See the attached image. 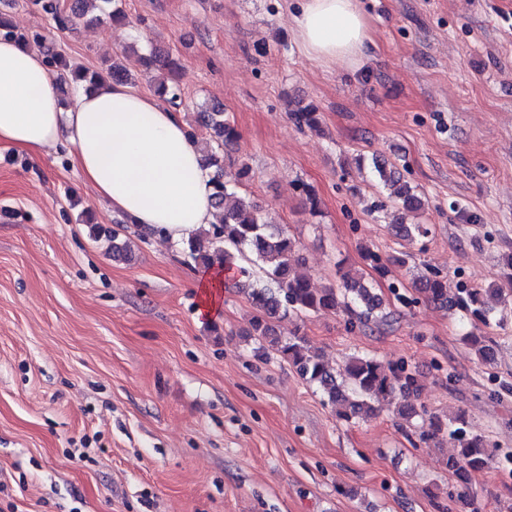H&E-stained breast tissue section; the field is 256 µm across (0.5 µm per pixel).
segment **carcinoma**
Instances as JSON below:
<instances>
[{
  "label": "carcinoma",
  "instance_id": "cac0c4a2",
  "mask_svg": "<svg viewBox=\"0 0 512 512\" xmlns=\"http://www.w3.org/2000/svg\"><path fill=\"white\" fill-rule=\"evenodd\" d=\"M51 15L62 29H76L80 24L100 23L109 20L115 24L126 23L125 12L115 0H78L69 10L60 8V0H31ZM58 72L60 84L73 88L86 87L110 78L115 82L128 81L124 61L128 50L123 48L104 62L99 70L80 64H69L61 56L50 53ZM150 74L157 93L167 97L174 108L182 105V94L174 82L179 68L178 59L168 53L153 49L150 54L138 55ZM295 122L310 130L320 126V113L312 104L292 111ZM195 123L204 131L199 139L205 154V163L212 170V205L217 211L212 229L199 231L191 236L184 247L185 256L203 268L220 261L231 267L237 257L248 253L261 265L268 283L261 285L250 280L249 271L241 270L242 278L233 287L248 295L256 314L250 321L249 336L258 342L257 355L264 357L268 351L278 353L307 383L317 386L327 402L336 407L339 419L350 422L377 415L379 405L393 406L394 417L410 423L420 421L419 438L429 446L438 445L440 437L447 435L454 440L456 454L450 456L445 467L462 485L457 498L469 495L471 473L499 466L502 460L512 461V451L491 447L486 436L459 413L444 421L429 413L426 406L417 403L420 384L419 374L411 364L402 361L386 364L367 355H353L346 359L341 370L331 367L323 356L312 350L304 337L293 332L285 339L272 325V320L291 315L331 312L346 317V324L353 327L373 322L390 323V314L383 312V300L359 273L351 268H339L338 283L315 288L311 278L298 267V245L284 228L267 221L260 205L224 183V151L222 147L238 139V132L228 114L216 107L206 106L196 113ZM378 183L391 190V197L402 213H417L424 208V201L414 187L403 179L400 172L373 161ZM390 229L397 235L426 237L430 228L425 224H406L396 220ZM362 258L381 278L391 275L392 267L407 265L405 257L383 258L378 252L366 248ZM500 281L485 288L456 289L448 296V281L437 272L413 276V284L424 298L434 304L450 306L463 314L474 317L487 326H503L512 317V254L502 256ZM477 358L488 363L494 356L493 339L468 336Z\"/></svg>",
  "mask_w": 512,
  "mask_h": 512
}]
</instances>
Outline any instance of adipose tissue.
Here are the masks:
<instances>
[{"label": "adipose tissue", "instance_id": "ef3b65f1", "mask_svg": "<svg viewBox=\"0 0 512 512\" xmlns=\"http://www.w3.org/2000/svg\"><path fill=\"white\" fill-rule=\"evenodd\" d=\"M306 56L358 64L371 42L360 0H300L290 16ZM97 199L172 242L214 223L202 153L181 117L147 91L107 81L63 108L42 54L0 39V146L40 158L60 142Z\"/></svg>", "mask_w": 512, "mask_h": 512}]
</instances>
